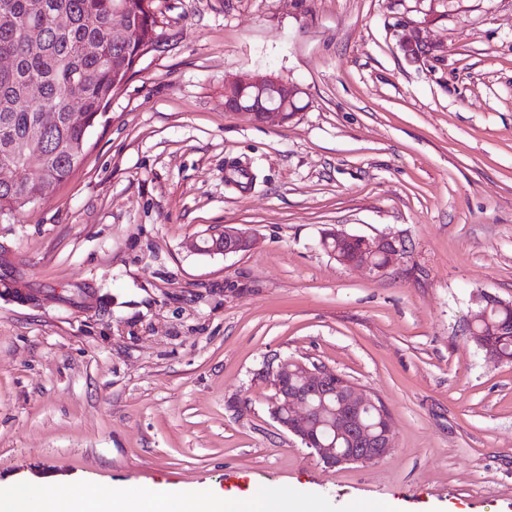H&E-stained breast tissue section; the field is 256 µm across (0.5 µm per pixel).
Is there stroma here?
<instances>
[{
	"label": "stroma",
	"mask_w": 512,
	"mask_h": 512,
	"mask_svg": "<svg viewBox=\"0 0 512 512\" xmlns=\"http://www.w3.org/2000/svg\"><path fill=\"white\" fill-rule=\"evenodd\" d=\"M157 46L75 174L0 216V486L259 488L317 512H512V363L467 333L512 302V0H156ZM431 53L408 60L400 27ZM300 85L281 127L224 82ZM227 224L256 248L203 254ZM402 251L380 274L318 245ZM390 409L393 450L327 467L270 417L269 355ZM329 236L335 238V250L329 255L339 264L346 267H360L372 272H382L389 259L400 252L401 247L390 238L369 239L360 235L348 234L344 231H331ZM382 254L384 264L377 265L373 257ZM473 303L475 309L471 311L468 322L469 335L474 336L473 339L489 360L507 362L506 358L500 353L501 351L507 357H510L511 362L512 333L506 332L502 336H498L506 325H508V322L493 319L491 315L495 316L498 312L512 309V303L505 302L497 296L483 290L478 291L473 296ZM495 317L503 319L505 318V314H497ZM477 324L483 325V327H477ZM482 336H492L494 342L492 340L483 339Z\"/></svg>",
	"instance_id": "1"
}]
</instances>
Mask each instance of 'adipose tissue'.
I'll use <instances>...</instances> for the list:
<instances>
[{
  "label": "adipose tissue",
  "instance_id": "obj_1",
  "mask_svg": "<svg viewBox=\"0 0 512 512\" xmlns=\"http://www.w3.org/2000/svg\"><path fill=\"white\" fill-rule=\"evenodd\" d=\"M62 512H305V507L295 497L274 502L258 491L237 498L221 492L198 496L155 488L108 493L86 486L68 491Z\"/></svg>",
  "mask_w": 512,
  "mask_h": 512
}]
</instances>
